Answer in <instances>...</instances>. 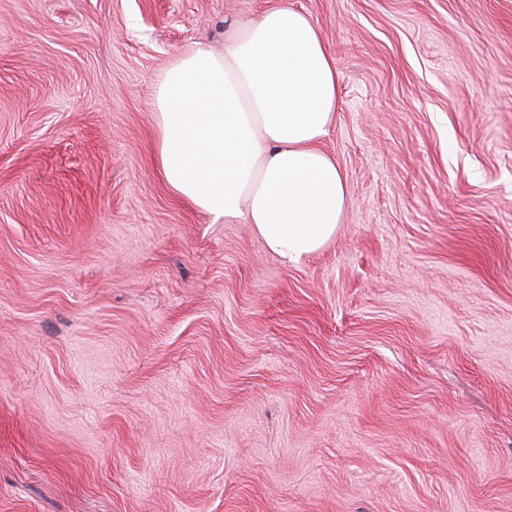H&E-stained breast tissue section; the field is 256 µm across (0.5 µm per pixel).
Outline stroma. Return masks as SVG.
Returning a JSON list of instances; mask_svg holds the SVG:
<instances>
[{
	"instance_id": "35a3bbf8",
	"label": "stroma",
	"mask_w": 512,
	"mask_h": 512,
	"mask_svg": "<svg viewBox=\"0 0 512 512\" xmlns=\"http://www.w3.org/2000/svg\"><path fill=\"white\" fill-rule=\"evenodd\" d=\"M348 187L298 262L156 167L265 0H0V512H512V0H291Z\"/></svg>"
}]
</instances>
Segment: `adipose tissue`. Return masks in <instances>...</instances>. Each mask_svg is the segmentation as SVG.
Segmentation results:
<instances>
[{
  "instance_id": "1",
  "label": "adipose tissue",
  "mask_w": 512,
  "mask_h": 512,
  "mask_svg": "<svg viewBox=\"0 0 512 512\" xmlns=\"http://www.w3.org/2000/svg\"><path fill=\"white\" fill-rule=\"evenodd\" d=\"M339 73L320 28L290 0L224 21V47L180 54L155 97V161L167 187L225 223L252 225L296 261L336 236L346 179L322 142Z\"/></svg>"
}]
</instances>
